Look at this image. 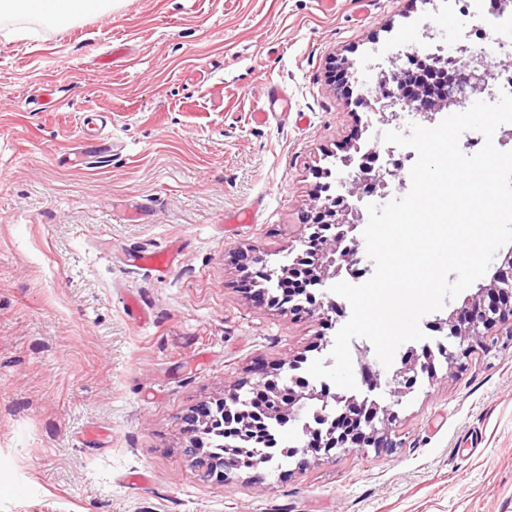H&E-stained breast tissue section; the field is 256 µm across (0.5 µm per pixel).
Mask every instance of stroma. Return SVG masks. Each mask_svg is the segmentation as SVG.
<instances>
[{
    "instance_id": "stroma-1",
    "label": "stroma",
    "mask_w": 512,
    "mask_h": 512,
    "mask_svg": "<svg viewBox=\"0 0 512 512\" xmlns=\"http://www.w3.org/2000/svg\"><path fill=\"white\" fill-rule=\"evenodd\" d=\"M470 42L444 0H119L0 38V512H512V337L403 398L397 448L207 481L184 414L331 323L259 304L239 249L299 250L369 120L332 76ZM291 119L254 123L270 93ZM142 213L127 221L134 208ZM249 211V224L226 223ZM166 249L165 271L129 256ZM147 472L143 484L131 483Z\"/></svg>"
}]
</instances>
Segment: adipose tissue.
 <instances>
[{
  "instance_id": "adipose-tissue-1",
  "label": "adipose tissue",
  "mask_w": 512,
  "mask_h": 512,
  "mask_svg": "<svg viewBox=\"0 0 512 512\" xmlns=\"http://www.w3.org/2000/svg\"><path fill=\"white\" fill-rule=\"evenodd\" d=\"M114 7V0H0V36L20 37L26 21L56 27L76 22L88 14H110Z\"/></svg>"
}]
</instances>
